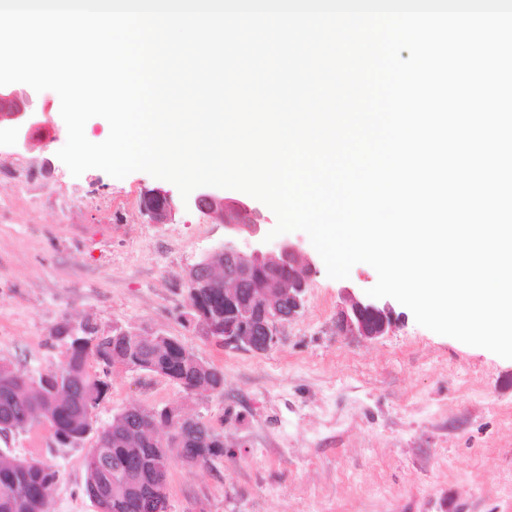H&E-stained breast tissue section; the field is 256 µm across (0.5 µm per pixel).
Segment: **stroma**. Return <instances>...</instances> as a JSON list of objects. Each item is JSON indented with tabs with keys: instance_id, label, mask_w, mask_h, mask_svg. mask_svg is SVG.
Returning <instances> with one entry per match:
<instances>
[{
	"instance_id": "1",
	"label": "stroma",
	"mask_w": 512,
	"mask_h": 512,
	"mask_svg": "<svg viewBox=\"0 0 512 512\" xmlns=\"http://www.w3.org/2000/svg\"><path fill=\"white\" fill-rule=\"evenodd\" d=\"M48 133L26 148L0 142V364L35 376L65 362L60 333L90 323L180 340L224 373L223 392L187 393L145 371L103 368L97 423L132 406H168L207 422L224 441L209 466L172 464L167 512H512V360L418 325L403 305L389 335L338 332L340 290L366 292L376 271L330 278L324 262L300 315L265 353L224 348L187 322V270L224 226L178 207L166 224L141 209L171 182L135 171L73 176L60 99L41 93ZM94 444L58 445L47 421L13 433L14 455L54 466L50 512H97L83 457Z\"/></svg>"
}]
</instances>
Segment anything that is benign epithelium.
I'll use <instances>...</instances> for the list:
<instances>
[{
  "label": "benign epithelium",
  "mask_w": 512,
  "mask_h": 512,
  "mask_svg": "<svg viewBox=\"0 0 512 512\" xmlns=\"http://www.w3.org/2000/svg\"><path fill=\"white\" fill-rule=\"evenodd\" d=\"M39 95L27 84L0 86V135L12 137L23 146L31 144L41 127L37 112ZM188 204L224 224V241L186 273L189 297L198 304L213 288L224 289L232 298L238 289L253 288L251 300L237 319L224 320V327L208 316L198 324L210 337L224 336V346L265 352L279 341L281 328L304 309L306 293L317 269L300 244L265 240L261 210L242 200L224 196V191L204 186ZM142 209L156 224L171 220L176 204L161 188L148 191ZM342 305L337 324L341 331L377 339L398 324L400 316L387 301L362 297L354 289H341ZM173 418L155 416L149 434L161 444L179 442L190 430L200 426L197 419L172 410Z\"/></svg>",
  "instance_id": "obj_1"
}]
</instances>
